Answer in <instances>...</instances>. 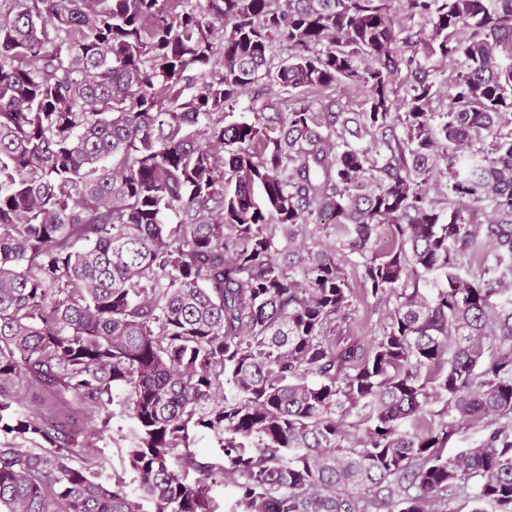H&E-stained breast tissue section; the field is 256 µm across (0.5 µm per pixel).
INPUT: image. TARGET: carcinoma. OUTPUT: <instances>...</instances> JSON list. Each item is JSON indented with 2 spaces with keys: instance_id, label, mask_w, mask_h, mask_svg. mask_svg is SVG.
<instances>
[{
  "instance_id": "cac0c4a2",
  "label": "carcinoma",
  "mask_w": 512,
  "mask_h": 512,
  "mask_svg": "<svg viewBox=\"0 0 512 512\" xmlns=\"http://www.w3.org/2000/svg\"><path fill=\"white\" fill-rule=\"evenodd\" d=\"M2 435L0 512H512V0H0ZM323 95L327 99L336 100V105H340L347 112L360 111L364 99L360 91L345 85H336L335 88L326 90ZM345 271L358 292L357 302H355L357 312L351 323V335L367 340L370 336H373L374 330L379 325V322L386 318L389 306L381 304L377 307H372L371 302H365L361 294L360 288L362 287L356 280L352 267L345 265ZM123 397L122 393L116 395L113 405V416L109 428L100 434L96 440L97 448L101 450L102 466L100 474L103 479L112 478L113 470L121 471L123 468L124 448H128V438L133 426L132 421L121 413L120 407L116 405Z\"/></svg>"
}]
</instances>
